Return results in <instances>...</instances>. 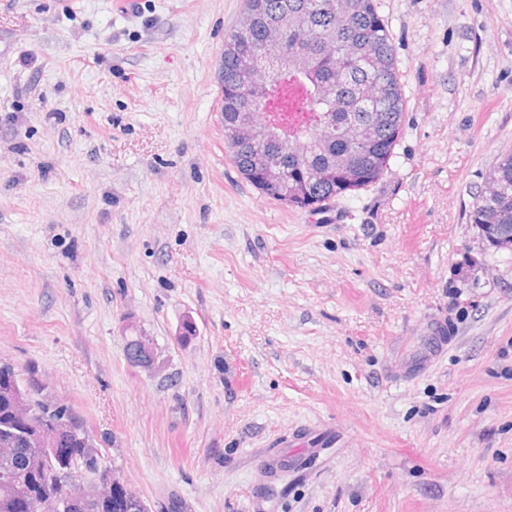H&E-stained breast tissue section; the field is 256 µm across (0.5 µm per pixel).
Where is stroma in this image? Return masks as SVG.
<instances>
[{
    "mask_svg": "<svg viewBox=\"0 0 512 512\" xmlns=\"http://www.w3.org/2000/svg\"><path fill=\"white\" fill-rule=\"evenodd\" d=\"M118 2L0 0V357L150 512H512V253L469 222L512 152V0H374L403 131L314 209L224 145L244 0ZM11 363V362H10ZM11 367L9 371L0 370V386L3 388L5 385L11 383L13 385L14 377L19 378L17 380V384L22 387H36L40 392H46V387L43 384L42 380L38 376V370L35 368V366L28 367L24 373H21L17 370L15 365L11 363Z\"/></svg>",
    "mask_w": 512,
    "mask_h": 512,
    "instance_id": "obj_1",
    "label": "stroma"
}]
</instances>
